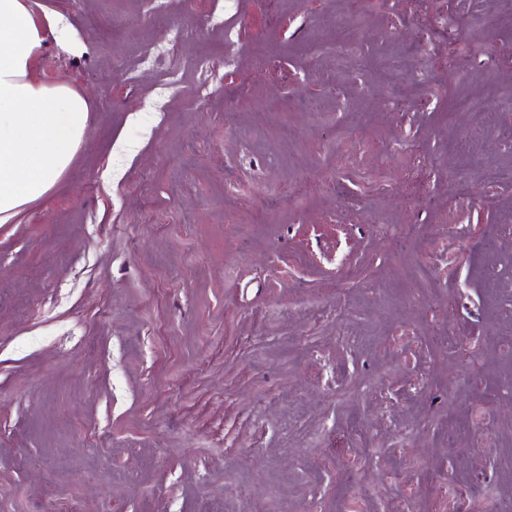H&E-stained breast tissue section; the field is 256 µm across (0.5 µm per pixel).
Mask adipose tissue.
<instances>
[{"label":"adipose tissue","mask_w":512,"mask_h":512,"mask_svg":"<svg viewBox=\"0 0 512 512\" xmlns=\"http://www.w3.org/2000/svg\"><path fill=\"white\" fill-rule=\"evenodd\" d=\"M71 32L57 13L36 16L29 0H0V223L42 198L88 131L87 99L37 74L45 46Z\"/></svg>","instance_id":"adipose-tissue-1"}]
</instances>
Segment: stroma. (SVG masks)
Listing matches in <instances>:
<instances>
[{
  "label": "stroma",
  "instance_id": "obj_1",
  "mask_svg": "<svg viewBox=\"0 0 512 512\" xmlns=\"http://www.w3.org/2000/svg\"><path fill=\"white\" fill-rule=\"evenodd\" d=\"M30 2L91 112L0 224V512H512L502 0Z\"/></svg>",
  "mask_w": 512,
  "mask_h": 512
}]
</instances>
